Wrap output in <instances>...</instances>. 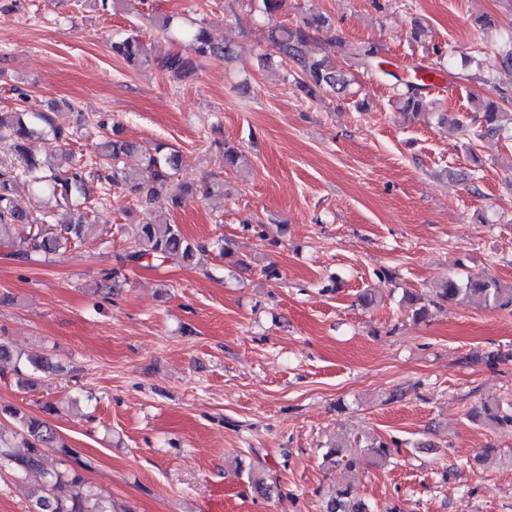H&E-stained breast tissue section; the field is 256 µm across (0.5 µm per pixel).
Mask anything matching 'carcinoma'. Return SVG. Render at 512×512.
Here are the masks:
<instances>
[{
    "label": "carcinoma",
    "instance_id": "obj_1",
    "mask_svg": "<svg viewBox=\"0 0 512 512\" xmlns=\"http://www.w3.org/2000/svg\"><path fill=\"white\" fill-rule=\"evenodd\" d=\"M284 0H261L260 11L268 18L265 39L271 52L260 55L268 68L285 66L292 76L295 88L305 97L321 99L351 82L352 72L339 66L336 59L325 55L312 56L308 47L314 34L328 26V18L313 14L296 25L273 22V17L283 9ZM154 25L161 32L174 36L186 50L196 57L228 60L230 46L215 41L203 24H181L172 15H159ZM112 52L132 64H153L161 71L177 77L192 70L191 58L176 52L164 58H152L142 38L136 32L126 33L112 40ZM350 66L363 72H377L381 78L392 82L398 91L399 110L412 118L438 108L439 99L427 92V86L383 68L379 47L363 42L344 51ZM479 74L477 79L490 86L488 95L480 100L482 115L475 126L457 121V126L467 132L470 142L512 133V81L501 82L502 71L512 74V39L508 48L494 58L472 57ZM48 135L53 150L68 148L74 143L76 131L56 122L46 112L30 114L25 111L0 110V247L6 255L22 262H50L66 253L68 248L89 238L94 227L86 198V181L98 180L103 189H125L145 207H179L187 197L201 195L204 199L224 197V180L219 177L193 187L176 182L179 154L172 147L157 144L153 147L138 145L121 137L118 125L98 146L95 157L109 160L107 167L90 168L84 163H73L66 169H55L30 154L27 142L37 133ZM137 153L142 164L151 172L143 180L137 170L125 166L124 159ZM131 250L118 266L105 273L114 281L126 277L125 270L143 264L166 263L187 265L205 246L190 240L177 224H158L145 217L131 225ZM468 301L478 306H492L512 314V285L484 277L466 279L447 277L440 281L432 294L407 296L408 310L413 319L421 321L429 315V308L458 301ZM11 371L31 383L40 375L53 371V365L43 359L26 360L14 353L9 345L0 341V367ZM10 415L15 428L27 436V452H12L8 434L0 429V465L23 478L30 473L40 474L42 481L34 488L31 497L34 512H111L107 498L93 491L83 480L81 471L90 461L65 444L52 426L33 416L9 407L0 409ZM484 416L499 427L512 428V404H484L469 411L468 416ZM60 456V467L48 469L45 458L49 450ZM368 455L378 465L385 464L391 455L388 442L376 437H341L327 448L324 457L333 466L354 469L360 456ZM323 512H373L365 501L356 498L350 487L332 489L322 503Z\"/></svg>",
    "mask_w": 512,
    "mask_h": 512
}]
</instances>
